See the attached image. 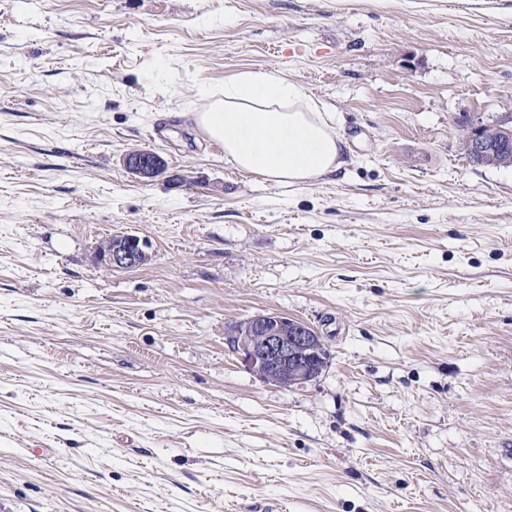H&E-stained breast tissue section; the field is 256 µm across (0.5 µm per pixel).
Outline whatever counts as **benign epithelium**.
<instances>
[{
    "instance_id": "benign-epithelium-1",
    "label": "benign epithelium",
    "mask_w": 512,
    "mask_h": 512,
    "mask_svg": "<svg viewBox=\"0 0 512 512\" xmlns=\"http://www.w3.org/2000/svg\"><path fill=\"white\" fill-rule=\"evenodd\" d=\"M511 141L512 118L492 125L470 126L464 149L479 159L497 153L499 163L512 166V153L505 148ZM124 164L139 178L153 179L164 172L163 161L157 155L129 154ZM118 239V244L100 251V264L113 270L141 266L146 256L144 242L131 234ZM227 342L248 370L275 386L290 387L316 378L329 357L317 331L278 314H258L239 323L227 336Z\"/></svg>"
}]
</instances>
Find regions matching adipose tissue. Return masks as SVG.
Returning a JSON list of instances; mask_svg holds the SVG:
<instances>
[{
    "label": "adipose tissue",
    "mask_w": 512,
    "mask_h": 512,
    "mask_svg": "<svg viewBox=\"0 0 512 512\" xmlns=\"http://www.w3.org/2000/svg\"><path fill=\"white\" fill-rule=\"evenodd\" d=\"M191 119L223 146L228 163L276 186L312 184L343 164L344 139L334 119L301 86L273 73L239 74Z\"/></svg>",
    "instance_id": "ef3b65f1"
}]
</instances>
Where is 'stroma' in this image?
<instances>
[{
  "label": "stroma",
  "mask_w": 512,
  "mask_h": 512,
  "mask_svg": "<svg viewBox=\"0 0 512 512\" xmlns=\"http://www.w3.org/2000/svg\"><path fill=\"white\" fill-rule=\"evenodd\" d=\"M247 71L340 170L225 162L189 115ZM510 114L512 0H0V512H512V167L453 125ZM266 313L317 378L228 347ZM139 153L129 154L124 158L125 167L132 175L153 179L164 172L163 161L158 155ZM120 242L105 250H101L98 260L108 269H132L141 266L146 252L144 242L136 235H118ZM227 342L248 370L275 386L316 378L329 357L317 331L278 314H258L239 323Z\"/></svg>",
  "instance_id": "stroma-1"
}]
</instances>
